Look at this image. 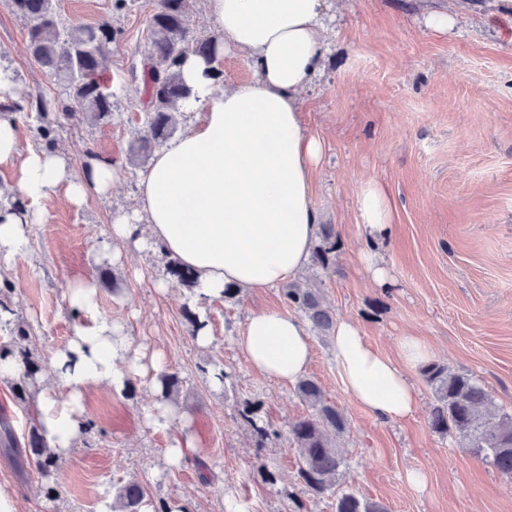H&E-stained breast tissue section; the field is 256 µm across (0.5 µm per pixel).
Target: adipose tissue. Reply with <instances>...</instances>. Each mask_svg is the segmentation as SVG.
Wrapping results in <instances>:
<instances>
[{
  "label": "adipose tissue",
  "mask_w": 512,
  "mask_h": 512,
  "mask_svg": "<svg viewBox=\"0 0 512 512\" xmlns=\"http://www.w3.org/2000/svg\"><path fill=\"white\" fill-rule=\"evenodd\" d=\"M209 18L224 35V47L251 56L256 76L223 88L211 66L191 56L183 64L192 97L181 106L190 125L158 151L142 174L133 212L116 211L113 241L139 250L160 249L196 278L195 295L205 300L275 288L294 280L310 261L320 216L313 205V172L321 142L302 124L301 93L323 58L328 0H208ZM18 167L11 187L19 208L0 206V262L9 263L28 246L31 225L43 213L30 202L57 191L81 205L108 195L120 178L108 159L92 160L81 176L67 169L63 155L44 149L20 155L17 125L0 114V167ZM357 204L362 224L382 235L393 223V204L375 180L364 181ZM94 277L67 284V301L83 314L69 345L55 353V378L68 388L57 403L48 388L35 392L38 425L51 452L68 455L84 425L82 400L92 386L123 392L131 377L156 374L162 351L149 362L132 354L121 326L103 317ZM333 353L350 395L375 418L398 421L418 405L412 370L431 353L416 337H403L398 359L380 353L352 321L338 320ZM239 345L251 368L280 383L298 380L308 369L312 346L304 320L279 310H259L247 319Z\"/></svg>",
  "instance_id": "1"
}]
</instances>
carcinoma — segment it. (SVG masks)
I'll return each mask as SVG.
<instances>
[{
	"label": "carcinoma",
	"instance_id": "carcinoma-1",
	"mask_svg": "<svg viewBox=\"0 0 512 512\" xmlns=\"http://www.w3.org/2000/svg\"><path fill=\"white\" fill-rule=\"evenodd\" d=\"M16 11L28 21L27 37L35 62L69 90L68 102L43 95L30 102V109L41 115L58 110L65 116L94 122L112 117V93L99 80L101 60L112 43L113 30L107 22L74 26L56 12L53 0H12ZM188 0H160L150 27L153 40L144 57V80L148 93L147 134L139 139L137 154L148 155L153 146L168 140L175 132V114L191 94L181 74V63L190 55L216 63L222 43L213 37L198 38L190 33ZM331 225L322 228L323 244L313 252L315 263L327 268L335 263L336 240ZM288 305L301 311L314 330L329 335L334 329L331 312L322 304L318 291L299 284L284 290ZM29 333L21 326L10 329V345L0 347V358L18 350L23 362L14 382L17 398L24 400L36 387L37 375L48 367L36 361L26 343ZM431 388L434 404L431 427L452 434L459 444L498 472L512 476V413L500 409L485 385L476 378L455 372L448 366L429 362L421 369ZM162 402H175L179 379L160 376ZM296 393L309 408V415L296 421L289 430L288 443L298 453L297 477L305 492L321 497L335 492L346 461L337 446L347 421L343 412L325 399L321 386L311 378L298 381ZM256 404L244 403L240 416L255 434L257 446L271 439L267 428L257 423ZM28 448L36 471L47 477L61 458L47 449L39 428L29 432ZM144 492L136 481L118 490L112 512H140ZM336 512H386L378 501L353 492L336 496Z\"/></svg>",
	"mask_w": 512,
	"mask_h": 512
}]
</instances>
